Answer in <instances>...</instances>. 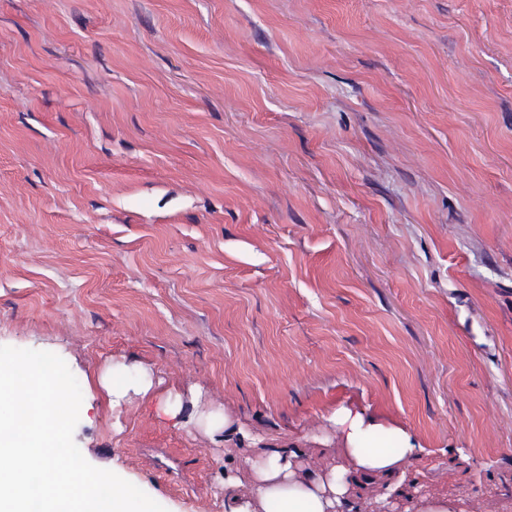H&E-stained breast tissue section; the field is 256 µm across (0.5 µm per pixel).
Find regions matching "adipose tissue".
I'll use <instances>...</instances> for the list:
<instances>
[{"mask_svg":"<svg viewBox=\"0 0 512 512\" xmlns=\"http://www.w3.org/2000/svg\"><path fill=\"white\" fill-rule=\"evenodd\" d=\"M333 420L350 466L309 474L299 449L272 451L254 468V499L240 497L235 478L225 477L224 512H357V500L377 483L384 490L379 505L405 495L407 468L418 453L409 435L398 427L383 431L373 419L347 409Z\"/></svg>","mask_w":512,"mask_h":512,"instance_id":"ef3b65f1","label":"adipose tissue"}]
</instances>
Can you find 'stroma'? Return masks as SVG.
Returning a JSON list of instances; mask_svg holds the SVG:
<instances>
[{
	"mask_svg": "<svg viewBox=\"0 0 512 512\" xmlns=\"http://www.w3.org/2000/svg\"><path fill=\"white\" fill-rule=\"evenodd\" d=\"M0 346L167 512L343 408L512 512V0H0Z\"/></svg>",
	"mask_w": 512,
	"mask_h": 512,
	"instance_id": "obj_1",
	"label": "stroma"
}]
</instances>
